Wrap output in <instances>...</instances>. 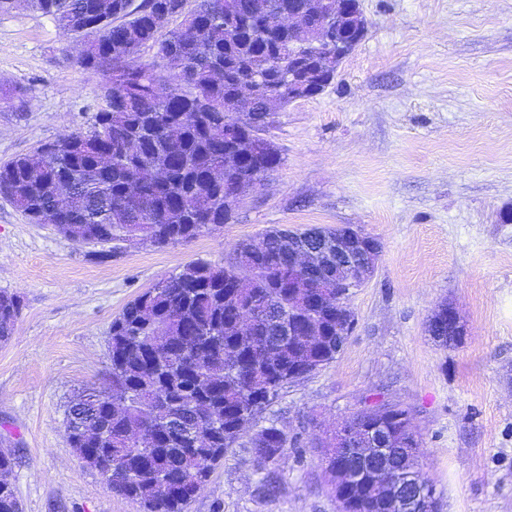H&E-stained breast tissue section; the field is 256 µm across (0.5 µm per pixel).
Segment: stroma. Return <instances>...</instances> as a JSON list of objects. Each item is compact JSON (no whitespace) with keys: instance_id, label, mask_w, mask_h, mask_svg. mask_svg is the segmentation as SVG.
Masks as SVG:
<instances>
[{"instance_id":"35a3bbf8","label":"stroma","mask_w":512,"mask_h":512,"mask_svg":"<svg viewBox=\"0 0 512 512\" xmlns=\"http://www.w3.org/2000/svg\"><path fill=\"white\" fill-rule=\"evenodd\" d=\"M357 48L316 96L275 113L281 163L246 191L229 223L189 243H121L112 257L27 223L0 198V291L22 305L0 343V443L16 457L22 512H140L70 448L75 391L109 384L114 317L189 262L220 264L273 226L350 225L380 240L349 304L341 354L285 385L253 427L276 425L299 451L258 462L238 444L185 512H338L325 437L361 407L397 403L423 440L439 512H512V0H361ZM55 19L0 11V163L88 130L102 77L77 62ZM453 303L455 348L427 332Z\"/></svg>"}]
</instances>
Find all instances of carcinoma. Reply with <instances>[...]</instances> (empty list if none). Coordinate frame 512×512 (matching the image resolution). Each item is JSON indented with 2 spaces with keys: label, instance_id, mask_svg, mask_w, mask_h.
I'll list each match as a JSON object with an SVG mask.
<instances>
[{
  "label": "carcinoma",
  "instance_id": "cac0c4a2",
  "mask_svg": "<svg viewBox=\"0 0 512 512\" xmlns=\"http://www.w3.org/2000/svg\"><path fill=\"white\" fill-rule=\"evenodd\" d=\"M27 0L83 45L78 63L112 80L103 107L76 131L0 165V197L31 224H49L98 244L100 260L119 244L189 242L229 219L224 191L261 179L281 162L260 134L264 113L288 106V30L274 25L290 0ZM180 19L177 28L169 23ZM157 47L160 62H136ZM253 96L243 101V87ZM336 230L272 227L236 245L222 265L194 261L158 281L112 320V399L85 389L65 415L78 457L101 475L118 464L112 491L142 512H185L186 481L205 484L224 454L288 383V370H319L336 359V254L297 271L292 251ZM20 300L0 291V342ZM392 412L399 465L432 489L421 440ZM260 462L280 457L287 434L272 424L248 441ZM330 471L357 472L345 450ZM14 459L0 453V512H21ZM340 512H386L371 493L331 482Z\"/></svg>",
  "mask_w": 512,
  "mask_h": 512
}]
</instances>
